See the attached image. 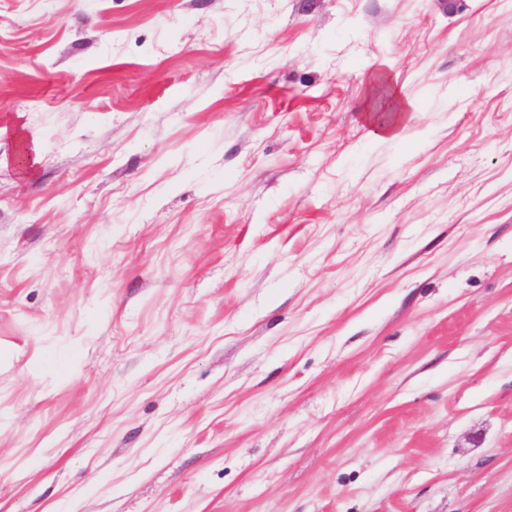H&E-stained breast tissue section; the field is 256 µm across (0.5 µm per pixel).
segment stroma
<instances>
[{
    "label": "stroma",
    "mask_w": 512,
    "mask_h": 512,
    "mask_svg": "<svg viewBox=\"0 0 512 512\" xmlns=\"http://www.w3.org/2000/svg\"><path fill=\"white\" fill-rule=\"evenodd\" d=\"M0 512H512V0H0ZM393 96V115L380 125L371 124L370 134L380 140L397 139L402 136L406 128V115L411 112L413 104L410 100L402 99L396 91L391 92Z\"/></svg>",
    "instance_id": "1"
}]
</instances>
